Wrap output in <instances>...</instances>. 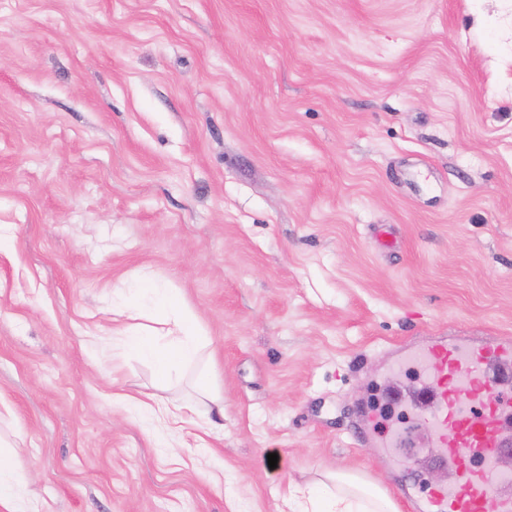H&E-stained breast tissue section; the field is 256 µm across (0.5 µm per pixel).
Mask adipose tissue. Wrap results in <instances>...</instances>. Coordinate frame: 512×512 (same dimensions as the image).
<instances>
[{
	"instance_id": "1",
	"label": "adipose tissue",
	"mask_w": 512,
	"mask_h": 512,
	"mask_svg": "<svg viewBox=\"0 0 512 512\" xmlns=\"http://www.w3.org/2000/svg\"><path fill=\"white\" fill-rule=\"evenodd\" d=\"M112 312L122 319L113 327V337L126 352L150 363L163 382H171L188 368L198 370L202 364L206 342L193 313L153 276L144 274L114 289ZM196 381L202 394L198 401L155 397L146 402L133 395L126 401L141 416L165 409L174 422L203 409L213 415L211 431H222L223 397L209 391L205 374L198 371ZM28 486L26 472L15 462L13 442L0 436V512H26ZM288 501L291 512H399L381 488L345 471L327 474L325 480L304 488H292Z\"/></svg>"
}]
</instances>
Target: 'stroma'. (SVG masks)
I'll return each instance as SVG.
<instances>
[{
    "label": "stroma",
    "instance_id": "stroma-1",
    "mask_svg": "<svg viewBox=\"0 0 512 512\" xmlns=\"http://www.w3.org/2000/svg\"><path fill=\"white\" fill-rule=\"evenodd\" d=\"M0 434L29 512H285L348 469L425 512L396 348L512 337V0H0ZM147 270L208 341L224 433L168 395L112 291ZM277 454L269 467L268 454ZM196 381L200 388L201 395L207 402H203L202 400H182L154 396L150 397L151 402H146L133 395H125V401L141 416H151L163 406L169 420L177 422L198 413L199 407L203 405L206 414L210 416V414L215 411L220 419L224 420V397L209 391L203 370L198 371Z\"/></svg>",
    "mask_w": 512,
    "mask_h": 512
}]
</instances>
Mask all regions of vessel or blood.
Wrapping results in <instances>:
<instances>
[{
  "mask_svg": "<svg viewBox=\"0 0 512 512\" xmlns=\"http://www.w3.org/2000/svg\"><path fill=\"white\" fill-rule=\"evenodd\" d=\"M425 366L415 406L426 414L440 459L455 485L428 501V512H512V339L489 344L448 337L400 358L398 366Z\"/></svg>",
  "mask_w": 512,
  "mask_h": 512,
  "instance_id": "vessel-or-blood-1",
  "label": "vessel or blood"
}]
</instances>
